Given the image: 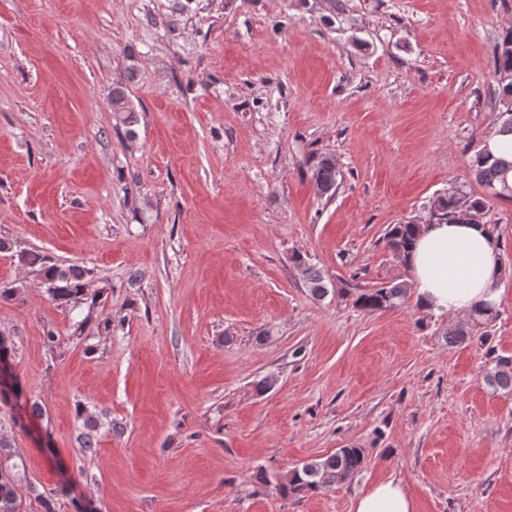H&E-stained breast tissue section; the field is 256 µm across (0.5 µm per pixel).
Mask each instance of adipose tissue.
<instances>
[{
    "label": "adipose tissue",
    "instance_id": "ef3b65f1",
    "mask_svg": "<svg viewBox=\"0 0 512 512\" xmlns=\"http://www.w3.org/2000/svg\"><path fill=\"white\" fill-rule=\"evenodd\" d=\"M406 263L425 310L457 315L478 303H499L500 249L484 225H422ZM352 512H415V502L401 480L390 478L359 495Z\"/></svg>",
    "mask_w": 512,
    "mask_h": 512
}]
</instances>
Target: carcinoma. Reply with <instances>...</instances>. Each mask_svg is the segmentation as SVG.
I'll use <instances>...</instances> for the list:
<instances>
[{"instance_id":"carcinoma-1","label":"carcinoma","mask_w":512,"mask_h":512,"mask_svg":"<svg viewBox=\"0 0 512 512\" xmlns=\"http://www.w3.org/2000/svg\"><path fill=\"white\" fill-rule=\"evenodd\" d=\"M494 77L499 90L501 112L498 115L497 133L512 134V29L509 28L495 45ZM112 111L126 127V134H135L136 118L128 98L121 89L112 92ZM469 171L473 179L482 185L490 197L512 198V185L508 183L507 174L512 171V161H488L484 151L478 149L471 156ZM339 171L335 160L321 155L312 167V180L318 191L323 195H334L338 186ZM438 208L432 212L439 222L457 219L458 211L465 208L470 211L474 221L484 215L487 200L484 197L470 196L461 190L451 187L448 192L437 198ZM420 225L407 221L391 225L385 232V247L400 260L406 263V256L412 246ZM15 252L19 263L32 269L41 279L50 298L61 305L83 304L87 313L77 328L83 327L92 319L93 310L99 303V294L88 292V276L90 271L79 265H62L53 258L38 250L14 249V244L0 239V253ZM292 263L310 295L322 300L336 292L335 283L327 278L315 264L300 254L292 256ZM347 295L353 296V305L365 312L376 313L399 307L408 300V286L405 282H390L374 288L352 292L343 289ZM493 318V309L476 304L468 313L465 323L457 324L448 329L445 337L450 344L464 343L470 339L474 328L486 325ZM491 367L485 374V382L495 391L512 393V358L492 354L489 357ZM11 454L8 444L0 440V512H24L22 497L18 491L17 475L14 465L10 463ZM366 450L357 447L339 448L335 453L320 459L311 460L290 471L285 483L278 486L282 494L297 496L309 491H317L322 487L341 483L352 479L364 467Z\"/></svg>"}]
</instances>
